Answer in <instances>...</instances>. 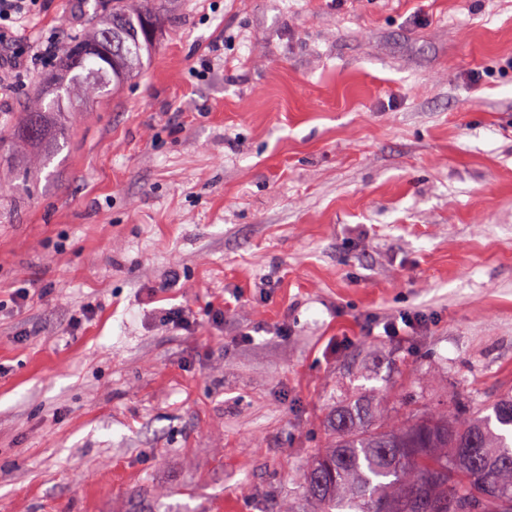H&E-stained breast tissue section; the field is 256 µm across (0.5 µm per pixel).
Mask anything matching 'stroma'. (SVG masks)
<instances>
[{"label":"stroma","mask_w":512,"mask_h":512,"mask_svg":"<svg viewBox=\"0 0 512 512\" xmlns=\"http://www.w3.org/2000/svg\"><path fill=\"white\" fill-rule=\"evenodd\" d=\"M95 4L0 19L1 120ZM161 11L139 72L56 103L50 163L0 173V512H270L340 400L512 390V0ZM422 318L423 315L419 312H408L399 315L397 318L387 319L381 323L383 331L380 335L386 337L406 336L408 332L413 331L415 326L422 322Z\"/></svg>","instance_id":"stroma-1"}]
</instances>
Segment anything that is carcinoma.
<instances>
[{"mask_svg": "<svg viewBox=\"0 0 512 512\" xmlns=\"http://www.w3.org/2000/svg\"><path fill=\"white\" fill-rule=\"evenodd\" d=\"M104 27L118 30L122 50L102 41V31L73 36L44 79L56 98L75 84L102 97L143 62L161 35V9L131 12L125 0H103ZM69 126L58 112L26 113L15 129H0V148L12 140L32 147H60ZM300 496L313 512H448V504L479 500L482 512L512 502V391L475 410L453 415L417 411L391 418L377 401L336 406L326 446L299 475Z\"/></svg>", "mask_w": 512, "mask_h": 512, "instance_id": "obj_1", "label": "carcinoma"}]
</instances>
